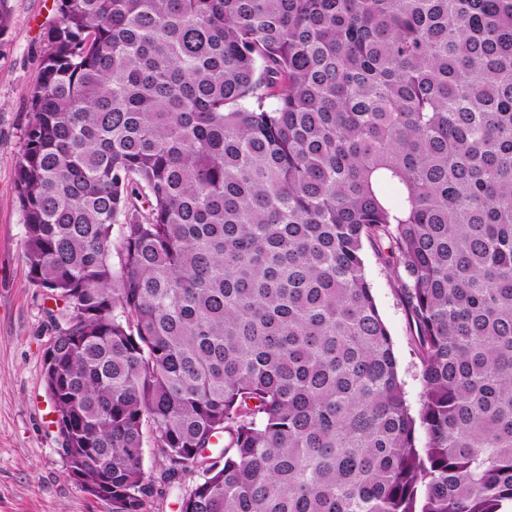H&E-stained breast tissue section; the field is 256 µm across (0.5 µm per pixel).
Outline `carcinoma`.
Listing matches in <instances>:
<instances>
[{"instance_id":"1","label":"carcinoma","mask_w":512,"mask_h":512,"mask_svg":"<svg viewBox=\"0 0 512 512\" xmlns=\"http://www.w3.org/2000/svg\"><path fill=\"white\" fill-rule=\"evenodd\" d=\"M55 10L15 192L78 485L112 512H502L512 0ZM366 275L378 311L390 334L397 362L399 381L402 383L407 404L412 411L418 407L421 386V364L405 309L393 288L389 271L382 266L369 244L364 246Z\"/></svg>"}]
</instances>
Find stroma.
<instances>
[{
	"label": "stroma",
	"mask_w": 512,
	"mask_h": 512,
	"mask_svg": "<svg viewBox=\"0 0 512 512\" xmlns=\"http://www.w3.org/2000/svg\"><path fill=\"white\" fill-rule=\"evenodd\" d=\"M0 30V512H112L66 475L45 394L46 311L54 302L28 279L23 215L14 180L29 120V95L55 18V0H8ZM366 275L390 334L398 378L417 408L421 364L389 272L365 249Z\"/></svg>",
	"instance_id": "obj_1"
}]
</instances>
